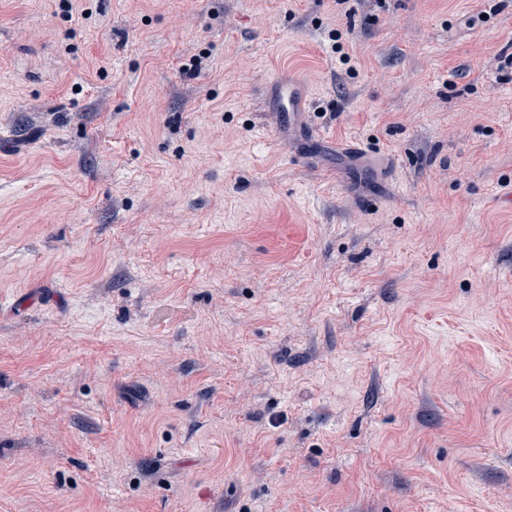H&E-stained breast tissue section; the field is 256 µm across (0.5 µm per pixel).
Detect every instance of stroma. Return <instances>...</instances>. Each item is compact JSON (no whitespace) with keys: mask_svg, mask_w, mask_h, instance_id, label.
Instances as JSON below:
<instances>
[{"mask_svg":"<svg viewBox=\"0 0 512 512\" xmlns=\"http://www.w3.org/2000/svg\"><path fill=\"white\" fill-rule=\"evenodd\" d=\"M85 4L0 0V512H512V0ZM278 101L281 113L291 118L296 112H300L303 106V97L298 93L296 83L288 79V83L280 81Z\"/></svg>","mask_w":512,"mask_h":512,"instance_id":"obj_1","label":"stroma"}]
</instances>
